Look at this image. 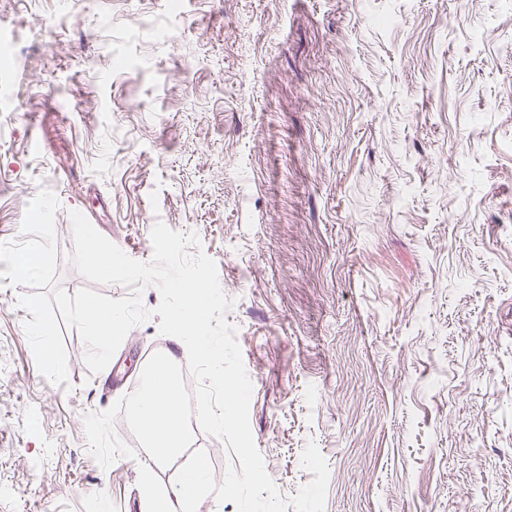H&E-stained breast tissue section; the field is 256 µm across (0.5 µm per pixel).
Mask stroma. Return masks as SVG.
Segmentation results:
<instances>
[{
    "mask_svg": "<svg viewBox=\"0 0 512 512\" xmlns=\"http://www.w3.org/2000/svg\"><path fill=\"white\" fill-rule=\"evenodd\" d=\"M0 41V512H146L83 416L187 363L154 317L39 372L18 299L87 287L74 211L141 262L198 237L284 500L312 444L325 512H512V0H0Z\"/></svg>",
    "mask_w": 512,
    "mask_h": 512,
    "instance_id": "35a3bbf8",
    "label": "stroma"
}]
</instances>
